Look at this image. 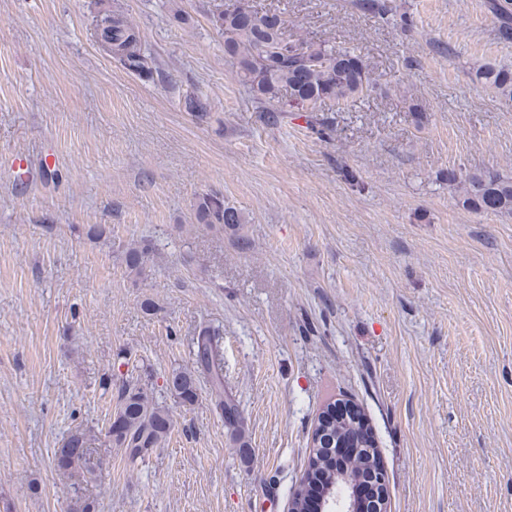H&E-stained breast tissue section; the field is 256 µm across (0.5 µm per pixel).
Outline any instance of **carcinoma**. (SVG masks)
I'll return each instance as SVG.
<instances>
[{
	"label": "carcinoma",
	"instance_id": "obj_1",
	"mask_svg": "<svg viewBox=\"0 0 512 512\" xmlns=\"http://www.w3.org/2000/svg\"><path fill=\"white\" fill-rule=\"evenodd\" d=\"M505 2L496 6L501 16V33L512 40V9ZM98 15L102 17V39L108 44L107 56L128 73L151 80L158 73L154 56L146 51L138 29L130 24L114 0H98ZM239 8L221 11L213 16L215 26L224 38V57L234 62L241 81L248 86L254 98L271 106L269 112H280L279 99L288 94V101L309 113L307 123L317 119L311 113L322 105L345 103L367 91L370 77L359 55L348 48L296 40L290 49L286 41V20L277 12L250 11L251 18ZM475 78L502 97L512 100V68L489 64L476 71ZM448 182L464 185L460 204L465 209L486 213L512 214V178L486 171L471 173L451 171ZM195 216L200 224L235 228L244 223L242 212L224 203L219 194L198 197ZM149 248L131 245L125 252V264L130 272L143 273ZM219 331L205 325L198 331L195 366L173 371L166 379V389L176 401L194 404L199 396L197 373L215 367L220 356ZM224 382L215 376L212 394L217 407L224 413V421L232 428L238 447H247L243 435V418L235 404L224 399ZM362 426V420H335L326 426L327 432L319 439V447L312 449L311 461L302 481L292 497L296 506H302V494L310 481L336 483L341 474L336 472V456L330 454L329 444L341 435H353ZM174 421L169 410L155 404L147 391L131 381L120 389L119 403L109 418L104 432L108 448H122L129 463L145 460L152 448L158 447L172 432ZM92 435L76 429L64 438L54 451L56 470L70 480L74 498L70 512H95L94 501L81 494L83 484L95 480L103 460L94 455ZM347 473L353 478L369 473L384 476L376 454L357 449Z\"/></svg>",
	"mask_w": 512,
	"mask_h": 512
}]
</instances>
